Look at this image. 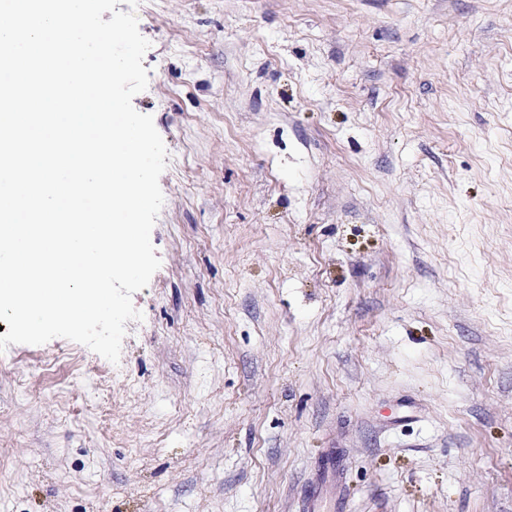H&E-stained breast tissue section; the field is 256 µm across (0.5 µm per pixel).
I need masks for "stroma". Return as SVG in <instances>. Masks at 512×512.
I'll use <instances>...</instances> for the list:
<instances>
[{"label": "stroma", "instance_id": "obj_1", "mask_svg": "<svg viewBox=\"0 0 512 512\" xmlns=\"http://www.w3.org/2000/svg\"><path fill=\"white\" fill-rule=\"evenodd\" d=\"M134 9L161 266L0 352V512H512V0Z\"/></svg>", "mask_w": 512, "mask_h": 512}]
</instances>
